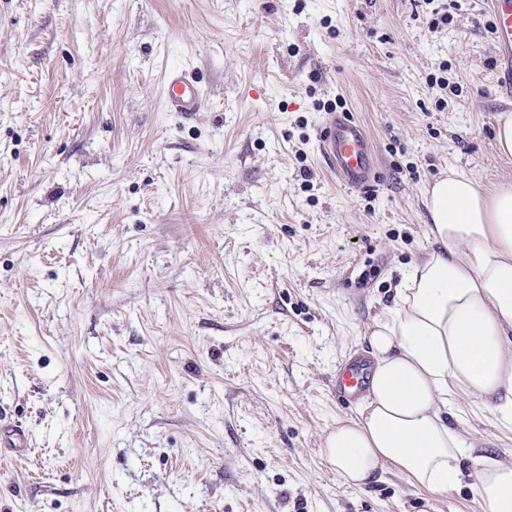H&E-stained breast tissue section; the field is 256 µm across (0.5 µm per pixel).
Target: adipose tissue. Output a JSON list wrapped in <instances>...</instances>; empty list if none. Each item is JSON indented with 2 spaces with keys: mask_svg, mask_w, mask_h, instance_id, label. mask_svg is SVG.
Returning <instances> with one entry per match:
<instances>
[{
  "mask_svg": "<svg viewBox=\"0 0 512 512\" xmlns=\"http://www.w3.org/2000/svg\"><path fill=\"white\" fill-rule=\"evenodd\" d=\"M424 204L428 255L369 328L368 395L323 448L350 485L391 470L439 497L465 474L468 447L449 423L459 400L512 422V183L483 189L452 169ZM471 476L487 512H512V460L481 457Z\"/></svg>",
  "mask_w": 512,
  "mask_h": 512,
  "instance_id": "1",
  "label": "adipose tissue"
}]
</instances>
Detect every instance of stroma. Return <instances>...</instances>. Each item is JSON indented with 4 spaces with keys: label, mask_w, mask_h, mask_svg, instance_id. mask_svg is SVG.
Instances as JSON below:
<instances>
[{
    "label": "stroma",
    "mask_w": 512,
    "mask_h": 512,
    "mask_svg": "<svg viewBox=\"0 0 512 512\" xmlns=\"http://www.w3.org/2000/svg\"><path fill=\"white\" fill-rule=\"evenodd\" d=\"M176 68L194 115L166 107ZM496 72L480 0H0V418L34 440L0 512H486L466 481L348 485L322 443L426 254V186L512 182ZM339 102L364 189L317 151ZM461 407L512 458V425ZM167 88L168 111L191 114L200 110L201 93L194 72L184 69L171 71ZM317 149L326 168L342 185L365 188L375 180L373 145L350 112H325L318 129ZM495 140L499 152L512 157V113L502 112L497 119ZM368 379V370L362 361H353L340 373L336 391L342 398H353L363 389Z\"/></svg>",
    "instance_id": "stroma-1"
}]
</instances>
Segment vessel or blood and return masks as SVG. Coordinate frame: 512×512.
<instances>
[{"label":"vessel or blood","instance_id":"1","mask_svg":"<svg viewBox=\"0 0 512 512\" xmlns=\"http://www.w3.org/2000/svg\"><path fill=\"white\" fill-rule=\"evenodd\" d=\"M495 52L503 68L498 83L505 97L512 98V0H488ZM167 107L172 112L191 114L201 107L195 73L181 69L170 72ZM317 149L326 168L344 186L364 188L375 180L377 165L373 145L360 122L347 111L325 113L318 129ZM368 379L363 362L354 361L342 370L336 385L340 397L358 395Z\"/></svg>","mask_w":512,"mask_h":512}]
</instances>
